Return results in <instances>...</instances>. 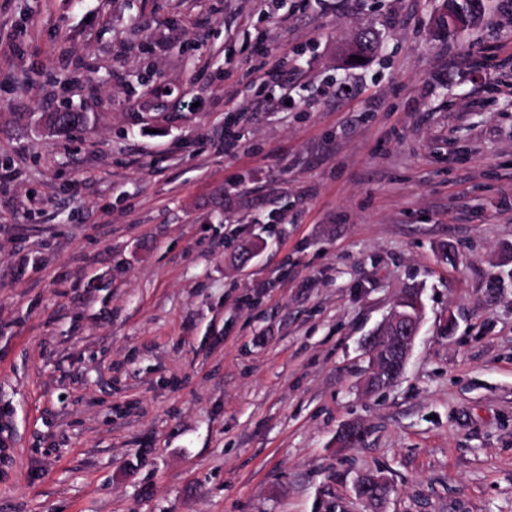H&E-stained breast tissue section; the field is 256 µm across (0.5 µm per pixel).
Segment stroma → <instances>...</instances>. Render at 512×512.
Here are the masks:
<instances>
[{
    "instance_id": "35a3bbf8",
    "label": "stroma",
    "mask_w": 512,
    "mask_h": 512,
    "mask_svg": "<svg viewBox=\"0 0 512 512\" xmlns=\"http://www.w3.org/2000/svg\"><path fill=\"white\" fill-rule=\"evenodd\" d=\"M440 4L0 0V512H512V12ZM485 1V2H484ZM489 0H445L444 13L439 17V26L448 37L457 30L477 23L489 12ZM450 19L451 21H448ZM378 48V39L370 30L359 32L346 49V57L354 60L353 56L366 57ZM410 305L403 310L391 309L384 317L379 332L363 339L362 348L366 357L384 350V369L403 374L420 334L424 319V304L421 291L412 288Z\"/></svg>"
}]
</instances>
